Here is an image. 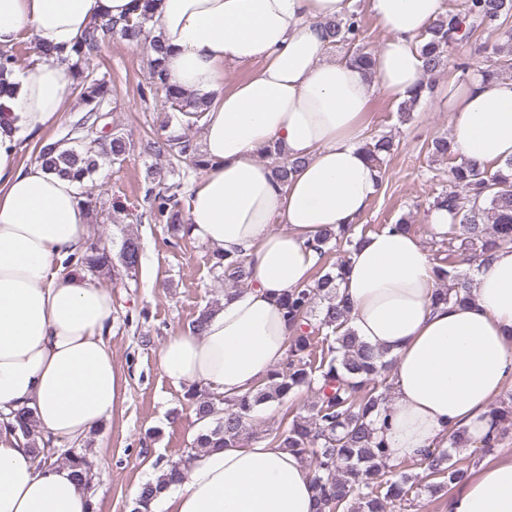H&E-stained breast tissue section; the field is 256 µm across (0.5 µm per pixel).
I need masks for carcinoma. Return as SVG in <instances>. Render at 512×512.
Here are the masks:
<instances>
[{"label":"carcinoma","instance_id":"carcinoma-1","mask_svg":"<svg viewBox=\"0 0 512 512\" xmlns=\"http://www.w3.org/2000/svg\"><path fill=\"white\" fill-rule=\"evenodd\" d=\"M155 0H145L143 14L120 22H110L87 30L73 48L74 80L70 86L83 103L82 116L72 125L64 140L79 143L75 148L54 141L40 147L38 157L52 171L62 176H90L98 168V159L111 162L126 159L131 142L121 133L102 135L98 124L101 112L111 104L112 85L105 78H96L84 72L81 64L101 52L103 36L119 37L129 46L147 47L145 83L139 86L142 101L147 102L164 94L169 104V120L198 125L208 101L193 98L169 84L163 60L167 49L149 28ZM512 19V0H466L462 13L449 12L438 18L421 35L419 47L424 72L435 75L450 64L449 50L459 40L478 30L497 29L512 40L508 28ZM325 30L335 44L353 48L352 56L366 69L371 67L372 54L356 46L361 32V20L356 12L343 19L326 23ZM512 69V52L483 68L487 77H501ZM148 149L168 161L173 168L183 171L182 178L172 183L157 182L145 190L147 208L140 218L164 222L166 233L173 244L188 236V224L183 214L185 179L197 174L205 160L196 141L188 134H169L147 142ZM398 146L392 139L373 137L364 147L367 158L381 167ZM428 151L432 157L444 160L454 154L452 141L446 136L431 141ZM263 156L274 164L278 180L285 184L298 167L284 157L282 146L275 143L266 147ZM449 188L434 200V204L448 208L454 223L448 225V258L446 266H437L441 281L452 280L450 288H438L434 293L437 303L462 302L471 296L468 278L455 273L453 243L461 240L469 260L498 250L512 248V160L504 168L489 173L461 162L450 168ZM460 224H455V221ZM353 230L326 231L317 239L321 264L313 274L311 284L296 288L281 299L283 315L294 334L288 340L285 362L271 371L263 383L249 392L234 397L215 396L204 385L185 388L184 399L193 408L195 416L205 421L203 429L192 439L187 456L205 448H224L263 438L271 444L298 454L309 464L317 512H387V509L408 500L410 493L441 498L448 486L467 479V470L453 462L452 450L465 448L472 439L464 430L448 436V447L427 451L420 464L423 474L412 479L393 473L389 465V449L374 436L370 417L385 400L386 370L381 363L382 353L360 341L348 326L351 307L340 294L348 257L356 245ZM142 249L139 237L123 239L118 252L120 268L112 263L111 250L95 240L85 253L69 255L64 265L91 276L103 272L125 273L137 276L141 266ZM212 269L216 277L231 288L247 284L248 273L242 258H228L212 253ZM314 392V399L304 405L307 414L288 406L290 399L302 390ZM276 402L285 407L282 421L285 428L256 434L252 420L258 409ZM491 416L497 428L481 440L484 448L495 447L501 438V425L512 419V395L492 407ZM14 422L8 424L20 435L38 466L59 463L70 467L74 477L88 491L94 488V465L89 457L74 449L60 450L50 439L36 431L31 409L21 407L12 412ZM169 472L159 479L141 484L132 512H151V503L160 485L179 478V461L167 463Z\"/></svg>","mask_w":512,"mask_h":512}]
</instances>
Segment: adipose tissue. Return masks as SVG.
<instances>
[{"label":"adipose tissue","mask_w":512,"mask_h":512,"mask_svg":"<svg viewBox=\"0 0 512 512\" xmlns=\"http://www.w3.org/2000/svg\"><path fill=\"white\" fill-rule=\"evenodd\" d=\"M442 0H365L387 38L364 76L325 39L348 0H157L153 24L169 49L172 85L212 101L200 121L206 164L186 202L197 243L244 258L247 289L225 296L202 334L182 331L160 349L177 387L198 383L239 396L286 357L290 329L280 299L310 282L326 229L356 227L381 174L363 147L379 95L404 100L419 87L420 36ZM143 0H0V50L24 37L56 55L13 68L0 94V412L26 406L55 441L83 439L114 415L124 379L112 361V295L62 260L84 249L90 216L79 181L23 162L27 145L68 111L65 61L85 31L140 14ZM234 66L247 78L225 86ZM443 93L461 160L497 170L512 159V78L470 69ZM281 143L301 165L280 185L271 161ZM472 297L436 304L439 280L415 235H361L340 292L361 341L391 360L390 392L371 420L391 464L420 460L465 429L482 439L493 399L512 387V249L474 263ZM152 512H316L306 462L265 440L195 452ZM0 512H91L70 469L37 468L0 426ZM446 512H512V456L484 460L449 497Z\"/></svg>","instance_id":"adipose-tissue-1"}]
</instances>
